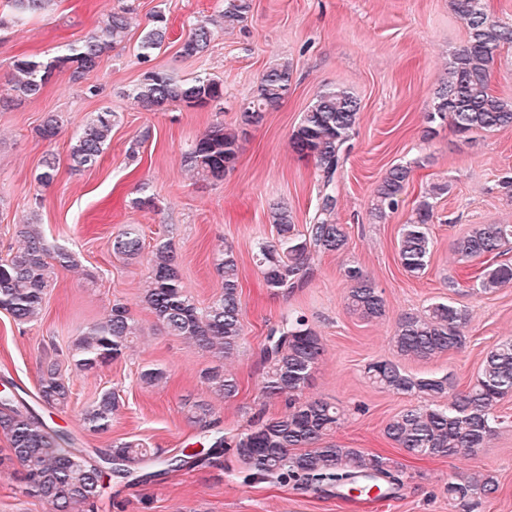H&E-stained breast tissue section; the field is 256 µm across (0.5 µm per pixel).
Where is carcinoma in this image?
Wrapping results in <instances>:
<instances>
[{
    "instance_id": "carcinoma-1",
    "label": "carcinoma",
    "mask_w": 512,
    "mask_h": 512,
    "mask_svg": "<svg viewBox=\"0 0 512 512\" xmlns=\"http://www.w3.org/2000/svg\"><path fill=\"white\" fill-rule=\"evenodd\" d=\"M11 16L0 13V27L12 19L20 22L30 15L46 11L53 0H5ZM453 9L464 20L466 43L448 59L445 77L434 97L428 120L448 121L455 132L469 135L512 127V100L500 97L491 87V72L497 53L512 45V26L494 19L483 0H452ZM252 9V0H224L218 19L195 22L181 45V54L195 57L205 52L212 40V26L220 23L233 28L243 23ZM133 5L112 12L99 30L78 42L66 45L65 52L51 59L17 58L13 62L12 94L0 98V108L18 100L39 95L55 71L72 70L80 80L98 65L101 58L121 43L130 28ZM168 39V20L156 12L150 16L139 42L138 60L151 61L153 54ZM293 79L292 64L286 60L269 66L262 74L256 94L241 111L243 125L261 124L266 113L284 101ZM132 98L146 112H157L171 103L204 107L224 97L223 82L207 77L179 80L159 70H148L132 89ZM360 104L347 89L326 88L316 94L290 135L293 151L302 159H311L322 172L323 190L312 222L299 231L286 207H274L269 220L277 230L274 241H262L254 253L267 288L274 292L301 287L311 274L310 259L317 253H341L348 236L344 225L336 222L338 188L335 175L344 162ZM116 115L110 110L92 114L70 144L71 166L96 165L107 148ZM62 117L49 114L38 128L42 139L51 141L62 127ZM239 157V135L222 122L214 123L196 139L185 154L188 170L204 179L221 180L235 168ZM413 166L397 164L389 168L374 188V215L382 218L395 210L412 178ZM58 174L54 155L42 159L39 182L48 186ZM446 181L431 184L416 201L410 221L403 225L398 240L399 261L405 272L421 274L431 254L427 225L434 218L435 200L448 194ZM21 245L0 259V309L19 325L35 320L48 288L52 286L55 266L70 267L73 253L63 247L48 246L38 222L30 219L17 225ZM512 243V224H480L454 242V251L465 263L481 258L495 259L502 248ZM115 255L133 261L140 258L142 240L131 228L112 240ZM150 271L143 302L155 313L169 334L195 343L219 360L239 351L243 336L241 284L236 255L229 247L219 251L215 268L222 291L207 309L201 311L182 286L179 266L169 242H159L149 259ZM343 276L350 284L347 307L367 320L386 315L382 292L357 264H347ZM473 287L490 292L512 283V264L499 263L465 273ZM466 316L447 302H436L424 311L402 315L395 326L391 343L401 357L430 360L451 350L461 349ZM140 336V328L129 309L116 303L103 322L88 327L74 343L72 358L81 369H93L122 355ZM324 353L320 336L297 312L286 316L272 330L263 348L267 370L261 397L282 399L286 411L276 416H254L245 433L228 436L221 431L220 420L212 407L196 402L188 410V419L201 433V445L222 448L232 453L250 479L275 476L281 482L320 492L377 488L379 499L394 497L403 487V470L389 457L349 448L330 439L343 419L344 410L323 400H304L312 372ZM367 377L376 387L393 394L420 399V404L393 416L384 426L386 439L415 457L444 458L472 453L486 447L501 424L494 407L512 394V339L503 341L486 355L483 368L468 391L448 397L446 376L417 377L391 360L367 366ZM203 380L226 399L237 396L239 384L230 373L216 366L202 373ZM71 386L57 362L41 365L38 397L50 407L67 404ZM120 407L119 396L102 392L87 408L85 420L94 433L106 431ZM0 434L8 441L11 458L21 467V479L27 492L48 502L55 512H96L104 494V477L112 473L127 478L150 464L174 467L161 458L160 451L147 450L138 439H120L99 455V459L72 447L71 439L55 432L45 418L26 400L11 393H0ZM498 489L496 477L489 472L462 474L448 483V501L457 512H473L477 499Z\"/></svg>"
}]
</instances>
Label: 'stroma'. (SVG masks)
Instances as JSON below:
<instances>
[{
    "instance_id": "obj_1",
    "label": "stroma",
    "mask_w": 512,
    "mask_h": 512,
    "mask_svg": "<svg viewBox=\"0 0 512 512\" xmlns=\"http://www.w3.org/2000/svg\"><path fill=\"white\" fill-rule=\"evenodd\" d=\"M133 2L137 14L124 42L105 55L82 80L55 73L34 99L0 109V258L17 248L15 227L36 217L49 245L71 250L77 268H59L36 321L19 325L0 310V385L14 383L28 396L38 391L47 359L58 360L72 394L66 407L42 408L49 425L76 439L87 452L124 438H139L164 456L194 447L200 431L187 420L190 405L210 403L225 433L246 432L253 416L283 412V402L264 400L265 339L283 317L303 313L321 337L325 352L303 396L339 405L345 418L333 433L338 444L397 460L404 473L398 497L346 498L275 480L246 482L232 455L168 471L148 481L111 480L97 512H455L448 502L449 480L461 473L490 472L495 493L481 498L476 512H512V395L496 408L502 422L487 447L472 455L416 458L389 442L383 428L412 397L371 384L366 368L394 358L390 338L398 318L450 302L465 310V347L429 361H403L415 376H448L459 393L479 373L486 352L512 338V284L484 293L446 282L462 278L455 240L480 224H512V197L499 180L512 176V129L457 134L442 123L428 134L425 116L451 52L467 30L452 0H253L247 20L216 28L201 56L185 58L181 44L192 21L217 15L220 0H55L44 13L0 28V95L11 65L22 56L47 59L62 46L95 33L112 11ZM163 12L169 38L150 65L137 59L148 18ZM285 58L293 66L291 89L281 106L259 126L244 128L239 158L223 181L190 175L183 157L216 122L235 127L244 102L255 93L263 71ZM180 79L207 75L224 84L222 100L201 108L171 104L143 111L130 96L146 67ZM347 88L360 112L351 150L336 175V220L349 235L344 252L321 254L303 287L273 292L253 261L257 242L275 238L273 207L291 211L297 226L309 223L323 182L313 161L292 152L289 138L315 95L328 86ZM116 112L118 122L98 163L81 172L69 165L72 137L91 113ZM64 119L58 136L40 138L48 113ZM59 161L48 186L37 177L46 153ZM410 162L413 178L399 206L385 218L372 216L373 188L393 165ZM445 180L429 226L433 248L425 272L413 277L398 258V239L416 201L430 184ZM155 197L150 209L132 207L140 184ZM136 228L143 240L141 260L130 264L112 252L113 238ZM170 242L182 285L198 308L221 291L214 268L218 248L231 247L241 279L244 339L230 369L239 383L232 399L215 394L201 377L215 365L210 354L169 335L142 301L154 246ZM357 262L382 290L386 314L361 319L347 307L349 285L343 267ZM127 306L143 332L124 354L91 370L75 367L71 354L86 328L105 320L114 304ZM165 369L167 379L144 385L145 367ZM117 391L121 407L104 432L88 430L86 408L106 390ZM0 435V512H54L26 491L18 465L7 462Z\"/></svg>"
}]
</instances>
